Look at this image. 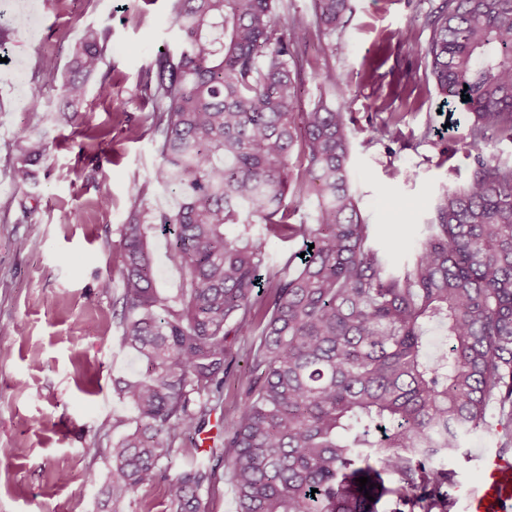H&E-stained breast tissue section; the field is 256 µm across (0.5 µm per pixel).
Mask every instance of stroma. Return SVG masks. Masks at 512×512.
<instances>
[{"mask_svg":"<svg viewBox=\"0 0 512 512\" xmlns=\"http://www.w3.org/2000/svg\"><path fill=\"white\" fill-rule=\"evenodd\" d=\"M27 2L41 43L18 26L0 48V512H103L102 451L135 416L112 384L140 363L121 345V286L104 293L99 284L120 264L119 228L134 199L165 210L179 202L152 180L155 103L143 93L159 50L177 49L179 32L173 0ZM442 2L348 0L333 30L318 27L314 0H282L277 10L279 34L296 19L307 28L297 109L324 102L344 112L352 191L375 246L395 263L442 194L468 182L477 154L512 167V135L473 147L470 119L448 112L429 63L409 50L427 45ZM90 28L107 34L104 59L73 123L59 113L60 89ZM328 70L343 98L321 81ZM29 134L45 135L49 152L18 186L11 172ZM478 448L496 452L494 437L476 433L446 459L452 512H465V492L482 483Z\"/></svg>","mask_w":512,"mask_h":512,"instance_id":"1","label":"stroma"}]
</instances>
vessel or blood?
<instances>
[{
	"instance_id": "b4317fda",
	"label": "vessel or blood",
	"mask_w": 512,
	"mask_h": 512,
	"mask_svg": "<svg viewBox=\"0 0 512 512\" xmlns=\"http://www.w3.org/2000/svg\"><path fill=\"white\" fill-rule=\"evenodd\" d=\"M485 481L468 494L469 512H512V456L477 450Z\"/></svg>"
}]
</instances>
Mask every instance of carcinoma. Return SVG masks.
<instances>
[{
	"instance_id": "cac0c4a2",
	"label": "carcinoma",
	"mask_w": 512,
	"mask_h": 512,
	"mask_svg": "<svg viewBox=\"0 0 512 512\" xmlns=\"http://www.w3.org/2000/svg\"><path fill=\"white\" fill-rule=\"evenodd\" d=\"M315 4L332 30L347 0ZM275 10L276 0H174L179 50L159 51L144 85L156 101L153 180L181 202L154 209L140 197L120 229L121 343L144 370L114 384L136 417L108 451L109 512L188 454L222 403L231 335L258 337L245 354L250 386L210 449L216 465L191 458L168 481V512H205L220 463L238 512H450L455 473L440 459L479 431L512 448V168L477 155L412 256L391 266L351 190L345 114L322 103L294 112V39L277 35ZM430 24L411 50L430 60L444 101L463 102L474 142L512 133V0H444ZM104 40L90 29L73 51L61 87L72 122ZM296 147L300 189L318 197L314 224L290 223L283 206ZM47 154L43 136L27 137L13 182ZM159 233L184 274L174 296L157 286ZM270 236L302 246L279 267Z\"/></svg>"
}]
</instances>
